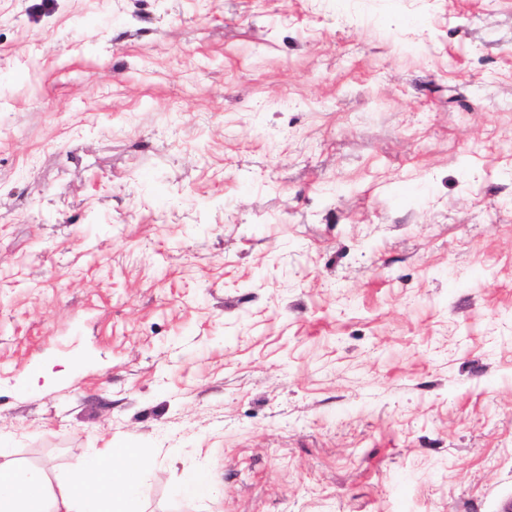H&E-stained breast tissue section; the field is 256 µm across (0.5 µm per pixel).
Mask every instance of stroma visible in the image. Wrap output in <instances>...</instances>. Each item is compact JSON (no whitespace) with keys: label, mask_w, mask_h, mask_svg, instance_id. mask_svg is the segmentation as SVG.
I'll list each match as a JSON object with an SVG mask.
<instances>
[{"label":"stroma","mask_w":512,"mask_h":512,"mask_svg":"<svg viewBox=\"0 0 512 512\" xmlns=\"http://www.w3.org/2000/svg\"><path fill=\"white\" fill-rule=\"evenodd\" d=\"M115 443L140 512L512 501V0H0V446ZM176 493L186 500L201 501L212 495L213 485L206 475L197 472L188 476L177 487Z\"/></svg>","instance_id":"stroma-1"}]
</instances>
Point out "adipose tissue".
<instances>
[{"label":"adipose tissue","mask_w":512,"mask_h":512,"mask_svg":"<svg viewBox=\"0 0 512 512\" xmlns=\"http://www.w3.org/2000/svg\"><path fill=\"white\" fill-rule=\"evenodd\" d=\"M0 448V512H108V499L134 503L143 498L150 460L115 444L75 462L59 490L48 488L43 474L20 466Z\"/></svg>","instance_id":"obj_1"}]
</instances>
